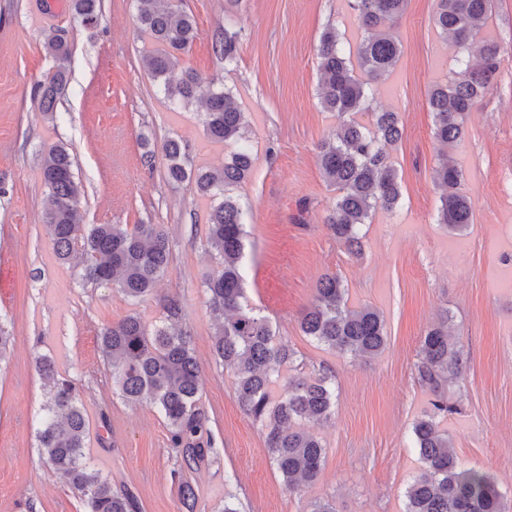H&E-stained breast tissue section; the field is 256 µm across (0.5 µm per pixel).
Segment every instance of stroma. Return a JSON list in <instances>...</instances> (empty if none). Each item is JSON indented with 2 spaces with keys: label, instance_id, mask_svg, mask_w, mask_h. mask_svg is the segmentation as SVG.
I'll list each match as a JSON object with an SVG mask.
<instances>
[{
  "label": "stroma",
  "instance_id": "obj_1",
  "mask_svg": "<svg viewBox=\"0 0 512 512\" xmlns=\"http://www.w3.org/2000/svg\"><path fill=\"white\" fill-rule=\"evenodd\" d=\"M138 6L101 0L98 24L86 26L68 0H0V323L12 337L0 363V512H85L81 494L38 452L35 420L48 391L35 369L39 354L80 392L90 467L132 494L139 512H224L228 500L240 512H310L319 498L336 512H404L420 468L412 423L431 408L416 372L420 340L442 322L466 362L449 392L458 407L445 422L453 451L512 496V0H494L486 26L503 50L496 83L448 148L433 137L427 100L447 82L458 49L435 24V0H408L391 27L401 54L372 84L370 106L402 118L403 137L387 149L402 197L394 210L376 212L358 257L326 225L336 192L317 158L338 124L319 102L317 47L329 24L357 41L348 0H181L200 32L181 69L230 90L246 117L253 166L233 190L248 209L246 301L293 350L294 369L334 374L333 414L317 429L324 467L296 492L285 487L260 424L240 411L232 370L213 353L216 320L203 281L216 266L205 241L214 202L194 182L166 178L168 139L181 140L195 173L223 167L230 148L206 135L201 105L172 104L148 74ZM227 28L239 33L230 64L214 50ZM54 34L69 45V79L45 113L33 89L52 73L45 42ZM58 145L84 188L81 223L164 226L171 262L145 301L84 283L80 256L54 252L43 223L41 160ZM444 154L472 203L462 232L437 222L442 190L433 170ZM334 274L350 306L381 313L387 344L378 356L342 355L302 334V310L318 281ZM171 298L182 306L179 328L192 338L198 404L215 450L191 469L158 410L116 394L100 350L103 327L132 313L155 324ZM184 478L195 489L191 507L179 490Z\"/></svg>",
  "mask_w": 512,
  "mask_h": 512
}]
</instances>
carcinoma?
<instances>
[{"label": "carcinoma", "instance_id": "obj_1", "mask_svg": "<svg viewBox=\"0 0 512 512\" xmlns=\"http://www.w3.org/2000/svg\"><path fill=\"white\" fill-rule=\"evenodd\" d=\"M139 2V30L156 44L147 55L150 75L162 81L167 99L189 106L199 100L202 78L186 70L173 82L169 74L198 38L196 22L179 0ZM405 4L406 0H349L362 30L356 56L345 52L341 35L332 24L322 32L317 48L324 86L320 104L339 119L335 140L322 143L318 154L324 177L337 192L327 224L336 241L351 254L361 252L363 227L371 223L376 211L395 208L402 196L397 172L386 152L387 146L402 138L400 118L395 112H370L368 92L399 59L400 46L387 28ZM491 5L492 0H436V25L461 49L448 81L436 85L428 99L434 117L433 137L444 145L463 136L475 102L493 88L499 72L501 47L483 36ZM68 6L82 24L99 22L98 0H69ZM238 45L239 33L226 28L214 50L224 56V62L232 63ZM46 50L54 72L36 85L34 98L41 111L51 112L68 81L70 51L59 36L48 40ZM369 112L370 123L358 120ZM204 127L213 140L228 144L243 139L244 113L231 93L210 92ZM163 152L169 182L178 184L189 178L181 141L169 139ZM251 167L250 153L240 147L230 153L222 168L194 174L197 190L219 200L210 213L206 234L217 267L204 288L217 320L214 356L233 370L240 409L261 423L284 484L298 491L321 475L326 450L314 428L331 417L336 391L332 371L323 368L313 377L288 381L284 393L274 396L281 369L293 362L294 352L276 340L266 317L242 304L246 211L231 191L247 178ZM41 168L49 192L44 224L57 256L66 259L81 252L84 280L110 282L132 301L152 295L171 259L163 225L136 224L130 229L122 224H81L77 215L82 186L74 178L66 148L50 150L43 156ZM460 178V170L446 159L434 170L435 181L443 187L457 185ZM471 215L467 196L450 193L441 197L437 220L448 230H464ZM346 293L339 276L322 278L301 316L300 330L343 355L375 357L387 343L383 317L372 308L350 307ZM181 313L179 300H168L163 320L152 328L140 316L130 314L102 329L100 345L121 397L159 410L169 426L172 445L182 449L191 469L207 461L214 449L204 440L206 418L198 406L201 378L190 337L166 325ZM35 368L52 383L37 416L41 456L81 492L86 512H136L134 496L112 490L109 479L86 461L87 423L74 384L58 377L53 362L45 356L35 359ZM416 369L419 382L434 399L432 411L412 426L421 467L406 492L405 512H512V501L501 492L493 475L459 465L452 440L440 427V419L457 412L456 404L448 401L445 386L460 378L465 369L462 353L444 327H433L423 336Z\"/></svg>", "mask_w": 512, "mask_h": 512}]
</instances>
